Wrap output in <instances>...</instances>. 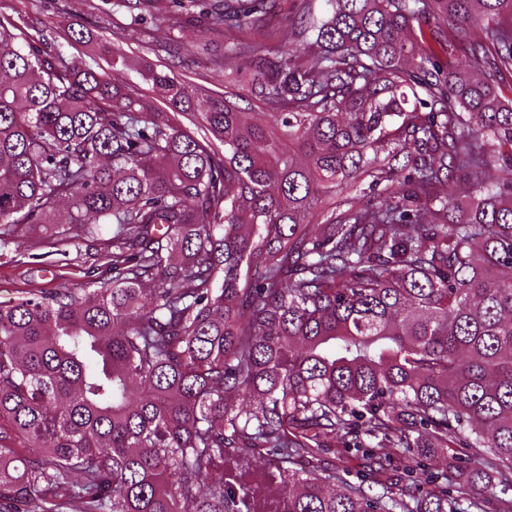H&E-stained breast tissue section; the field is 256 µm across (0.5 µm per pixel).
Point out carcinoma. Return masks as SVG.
Here are the masks:
<instances>
[{
  "label": "carcinoma",
  "instance_id": "1",
  "mask_svg": "<svg viewBox=\"0 0 512 512\" xmlns=\"http://www.w3.org/2000/svg\"><path fill=\"white\" fill-rule=\"evenodd\" d=\"M189 3L275 36L276 0ZM474 23L482 77L425 49ZM294 28L316 51L230 46L222 95L141 67L146 112L0 22V249L112 225L109 280L0 304V512H512V0H299ZM336 444L395 481L321 468ZM447 448L462 496L420 467ZM257 454L269 510L225 466Z\"/></svg>",
  "mask_w": 512,
  "mask_h": 512
}]
</instances>
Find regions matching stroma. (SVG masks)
<instances>
[{"label":"stroma","instance_id":"obj_1","mask_svg":"<svg viewBox=\"0 0 512 512\" xmlns=\"http://www.w3.org/2000/svg\"><path fill=\"white\" fill-rule=\"evenodd\" d=\"M114 0H0V21L25 25L43 35L49 48H60L74 60L108 69L100 43L120 39L134 59L171 66L175 75L220 94L224 91V70L212 59L233 42L232 34L216 35L205 18H184L172 33L180 47L179 62L156 50L154 42L135 26L129 13L115 9ZM84 27L95 37L94 44L72 43L70 29ZM112 228L102 225L92 238H67L44 229L17 224L12 228L13 243L0 251V303L9 304L29 291L45 288H79L89 275L108 280L106 255L110 250Z\"/></svg>","mask_w":512,"mask_h":512}]
</instances>
